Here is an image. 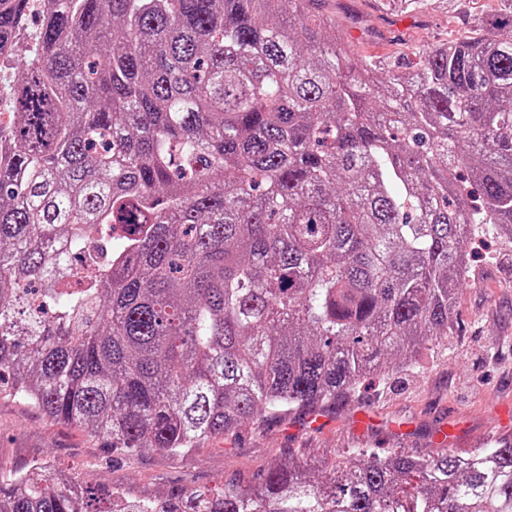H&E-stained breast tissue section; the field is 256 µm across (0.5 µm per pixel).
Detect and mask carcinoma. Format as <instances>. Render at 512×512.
Listing matches in <instances>:
<instances>
[{
    "mask_svg": "<svg viewBox=\"0 0 512 512\" xmlns=\"http://www.w3.org/2000/svg\"><path fill=\"white\" fill-rule=\"evenodd\" d=\"M308 2L0 0V395L186 455L448 335L464 241L512 232V0L413 73ZM310 471L130 501L34 463L0 512H512V440Z\"/></svg>",
    "mask_w": 512,
    "mask_h": 512,
    "instance_id": "cac0c4a2",
    "label": "carcinoma"
}]
</instances>
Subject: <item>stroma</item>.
Instances as JSON below:
<instances>
[{"label": "stroma", "instance_id": "stroma-1", "mask_svg": "<svg viewBox=\"0 0 512 512\" xmlns=\"http://www.w3.org/2000/svg\"><path fill=\"white\" fill-rule=\"evenodd\" d=\"M497 0H425L403 12L383 0H317L355 54L417 70L423 52L470 35ZM474 262L461 288L448 338L424 350L420 364L358 399L337 404L326 425L295 416L211 440L187 456L147 448L115 457L100 439L54 424L19 400L0 399V472L36 461L64 469L89 486L155 499L172 490L210 488L297 457L332 465L354 449L422 454L437 435L458 453L512 434V238L476 234L465 242Z\"/></svg>", "mask_w": 512, "mask_h": 512}]
</instances>
